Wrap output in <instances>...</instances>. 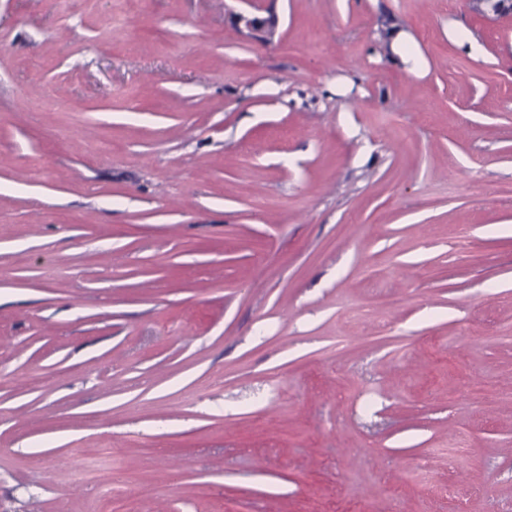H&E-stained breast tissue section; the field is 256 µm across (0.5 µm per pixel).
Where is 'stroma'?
<instances>
[{
    "label": "stroma",
    "instance_id": "1",
    "mask_svg": "<svg viewBox=\"0 0 512 512\" xmlns=\"http://www.w3.org/2000/svg\"><path fill=\"white\" fill-rule=\"evenodd\" d=\"M509 390L512 0H0V512H512ZM388 39L397 61L401 63L409 73L420 76L425 68V62L420 55H418L410 35L405 30L392 28L388 32Z\"/></svg>",
    "mask_w": 512,
    "mask_h": 512
}]
</instances>
